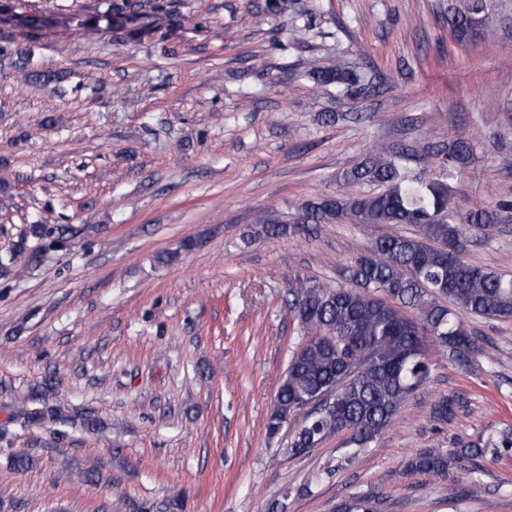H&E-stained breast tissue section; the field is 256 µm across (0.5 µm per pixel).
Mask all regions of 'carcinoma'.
Returning <instances> with one entry per match:
<instances>
[{
    "label": "carcinoma",
    "instance_id": "cac0c4a2",
    "mask_svg": "<svg viewBox=\"0 0 512 512\" xmlns=\"http://www.w3.org/2000/svg\"><path fill=\"white\" fill-rule=\"evenodd\" d=\"M151 0H116L112 12L136 24L132 33L148 36L158 27V7ZM485 24L483 4L469 0L448 8L454 36L470 38ZM305 75L318 85H334L352 100L376 91L374 78L341 60L326 66L307 62ZM473 153L470 142L457 139L431 151L438 173H412L404 162L409 153L373 150L343 175L344 185L370 183L372 194L347 192L306 201L288 221L257 218V234L269 238L301 236L311 224L379 225L368 254L346 269L349 284L328 286L302 280L292 287V311L306 340L288 364L268 429L274 433L288 416L304 411L292 447L315 448L327 438L345 434L344 462L377 441L407 400L427 381L437 353L467 366L487 351L488 341L468 331L464 318L512 319V275L490 270L466 258L475 231L488 237L497 230L496 209L458 210L453 183ZM401 224L416 227L408 236ZM313 407L306 403L320 396ZM468 407L463 394L440 397L433 418L446 422ZM512 452V428L496 434L458 437L453 449L425 448L409 457L406 475L430 474L448 482V504L460 499L452 467L475 460L487 449ZM383 500L355 496L336 512H375Z\"/></svg>",
    "mask_w": 512,
    "mask_h": 512
}]
</instances>
